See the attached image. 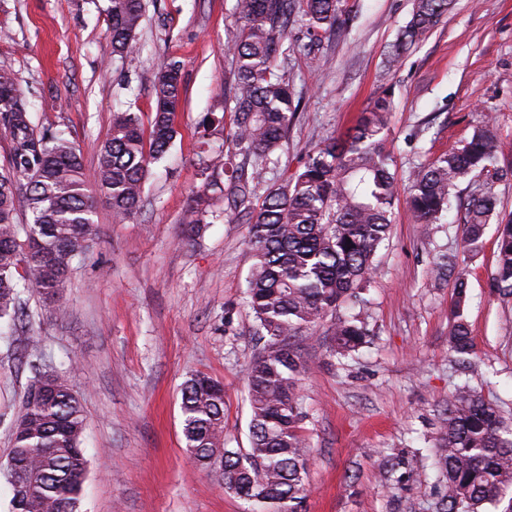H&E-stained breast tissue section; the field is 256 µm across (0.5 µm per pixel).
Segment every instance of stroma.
<instances>
[{
    "label": "stroma",
    "instance_id": "35a3bbf8",
    "mask_svg": "<svg viewBox=\"0 0 512 512\" xmlns=\"http://www.w3.org/2000/svg\"><path fill=\"white\" fill-rule=\"evenodd\" d=\"M137 48L114 56L108 0H0V67L11 69L32 104L38 129H62L79 146L87 174L114 112L149 123L160 67L183 64L184 93L169 152L149 166L143 207L114 222L104 197L99 237L76 260L57 304L32 290L12 325L0 326V458L40 359L83 400L88 470L79 512H248L221 473L186 450L180 410L185 380L204 374L224 386V442L249 445L247 375L264 342L244 303L254 263L245 214L216 201L198 231L182 223L203 186L202 160L231 146L232 113L224 45L239 24L233 0H146ZM354 20L341 32L288 35L286 75L301 106L278 164L269 166L254 204L281 174L293 173L330 135L351 129L380 88L393 85L387 148L400 178L470 137L489 116L512 165V0H453L427 38L393 68L387 53L410 17L412 0H348ZM222 127L204 130L207 113ZM463 208L443 224L414 223L405 199L364 293L372 343L357 360L329 351L332 317L314 334L291 338L307 367L301 384L303 434L311 448L304 512H432L433 491L418 474L383 482L379 455L406 448L431 464L440 414L456 384L512 404V297L492 294L496 225L476 255L463 258ZM439 254L461 257L470 300L465 315L476 372L448 355L454 278L430 272ZM64 306L66 316L55 313Z\"/></svg>",
    "mask_w": 512,
    "mask_h": 512
}]
</instances>
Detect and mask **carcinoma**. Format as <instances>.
<instances>
[{
  "mask_svg": "<svg viewBox=\"0 0 512 512\" xmlns=\"http://www.w3.org/2000/svg\"><path fill=\"white\" fill-rule=\"evenodd\" d=\"M451 0H413L386 65L409 53L448 12ZM112 54L135 48L144 0H109ZM240 22L235 40L224 45L234 70L224 84V111L234 114V154L252 159V175L233 163H203V190L185 211L195 228L223 198L229 208L249 210V243L255 262L247 304L269 349L248 372L250 447L224 444V387L195 375L182 390L183 436L203 468H217L224 488L251 502L258 512H300L306 498L310 448L301 434L305 418L301 381L306 367L289 339L324 316L336 315L331 352L349 357L368 336L356 315L340 313L369 281L386 240L399 180L386 148L394 92L383 89L342 137H329L307 154L301 168L266 189L261 206L249 209L255 179L280 150L293 120V93L279 61L298 19L309 34L339 30L346 23L342 0H234ZM182 64L169 60L153 81L155 105L150 131L135 112L112 113L101 143L94 180L81 151L64 131L36 129L31 106L17 78L0 68V126L10 136L7 169L0 172V322L18 318L21 294L35 288L50 303L64 288L73 262L98 238L89 183L105 197L119 221L135 218L152 161L177 136L173 124L182 99ZM502 141L485 119L469 139L417 165L404 186L418 224H442L460 184L471 175L512 178L499 167ZM499 200L485 183L469 195L462 227L463 247L475 252L490 221L497 220V258L491 290L512 296V214L500 216ZM465 273H458L448 353L457 360L474 353ZM81 398L50 371H38L24 394L11 428L12 446L0 464L12 488L13 512H78L88 461L82 437ZM414 458L401 451L382 460L390 480ZM437 489L434 512H512V417L468 385L457 386L440 417L432 464Z\"/></svg>",
  "mask_w": 512,
  "mask_h": 512,
  "instance_id": "carcinoma-1",
  "label": "carcinoma"
}]
</instances>
